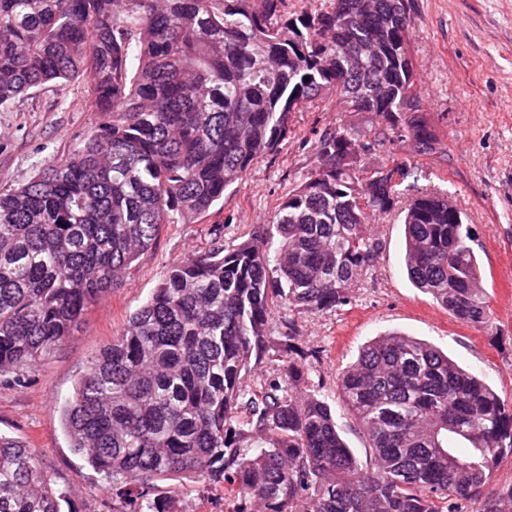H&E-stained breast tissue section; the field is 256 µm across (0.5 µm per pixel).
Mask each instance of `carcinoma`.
<instances>
[{"mask_svg": "<svg viewBox=\"0 0 512 512\" xmlns=\"http://www.w3.org/2000/svg\"><path fill=\"white\" fill-rule=\"evenodd\" d=\"M0 0V110L47 83L82 81L103 115L69 154L0 189V377L20 376L72 335L167 224L205 218L292 133V112L336 94L385 130L339 128L272 223L172 264L61 408L70 447L112 482L115 512H183L160 481L227 495L230 512H512V405L432 344L389 333L338 378L368 441L348 448L313 381L295 322L350 302L377 256L368 216L399 203L357 154L396 161L400 126L419 152L436 134L414 86L403 0ZM349 48L363 51L349 64ZM413 285L456 319L491 307L471 231L448 196L419 192L402 218ZM284 376L251 385L253 365ZM70 487L0 435V512H62Z\"/></svg>", "mask_w": 512, "mask_h": 512, "instance_id": "cac0c4a2", "label": "carcinoma"}]
</instances>
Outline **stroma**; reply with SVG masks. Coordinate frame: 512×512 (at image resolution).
Listing matches in <instances>:
<instances>
[{
    "label": "stroma",
    "mask_w": 512,
    "mask_h": 512,
    "mask_svg": "<svg viewBox=\"0 0 512 512\" xmlns=\"http://www.w3.org/2000/svg\"><path fill=\"white\" fill-rule=\"evenodd\" d=\"M410 8L415 89L440 147L420 155L412 143L398 144L397 155L413 161L403 186L447 192L464 212L492 315L484 326L461 322L412 286L404 267V226L395 211L369 221L378 253L349 304L316 315L279 312V319H294L337 429L361 458L367 441L337 378L380 334L401 332L433 344L512 404V0H410ZM97 121L83 107L78 84L28 91L11 111L0 112V185L17 186L64 158ZM376 125L375 116L340 111L332 94L306 103L292 114L287 141L256 162L222 205L197 223L165 225L123 284L88 308L72 336L20 380L0 378V434L27 442L42 468L71 487L73 512H112L109 478L74 453L60 418L91 358L123 333L173 262L215 240L238 243L256 225L271 223L313 166L325 132Z\"/></svg>",
    "instance_id": "1"
}]
</instances>
